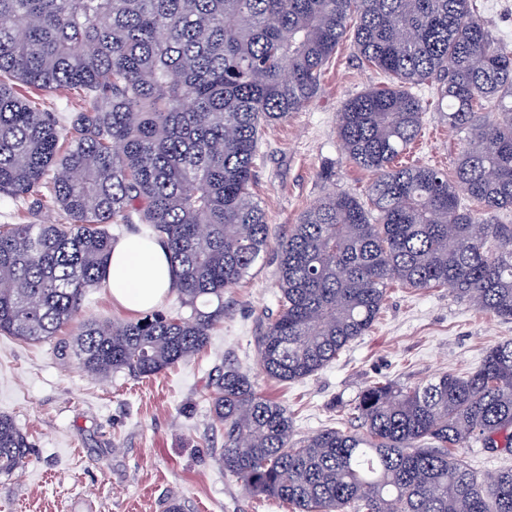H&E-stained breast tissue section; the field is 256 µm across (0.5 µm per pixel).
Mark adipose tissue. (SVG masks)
<instances>
[{"instance_id": "obj_1", "label": "adipose tissue", "mask_w": 512, "mask_h": 512, "mask_svg": "<svg viewBox=\"0 0 512 512\" xmlns=\"http://www.w3.org/2000/svg\"><path fill=\"white\" fill-rule=\"evenodd\" d=\"M106 283L117 304L134 312L151 310L172 285L166 250L138 236L118 239L112 245Z\"/></svg>"}]
</instances>
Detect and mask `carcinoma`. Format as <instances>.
Here are the masks:
<instances>
[{
    "label": "carcinoma",
    "mask_w": 512,
    "mask_h": 512,
    "mask_svg": "<svg viewBox=\"0 0 512 512\" xmlns=\"http://www.w3.org/2000/svg\"><path fill=\"white\" fill-rule=\"evenodd\" d=\"M350 24L389 80L337 115L343 155L374 175L369 205L334 192L289 227L261 370L287 383L324 369L393 282L512 320V224L498 222L512 210V47L472 0H0V197L59 215L0 224V335L40 342L75 323L104 282L109 227L137 222L166 246L189 314L76 323V357L92 376L147 377L204 349L224 293L268 253L250 191L259 136L311 102ZM433 84L464 132L452 179L400 162ZM21 86L79 103L51 112ZM208 388L219 464L250 495L292 512H512V467L490 481L454 453L512 448L511 338L470 371L375 382L348 409L357 426L308 437L230 361ZM28 454L0 415V475Z\"/></svg>",
    "instance_id": "carcinoma-1"
}]
</instances>
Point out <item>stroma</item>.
<instances>
[{
  "instance_id": "obj_1",
  "label": "stroma",
  "mask_w": 512,
  "mask_h": 512,
  "mask_svg": "<svg viewBox=\"0 0 512 512\" xmlns=\"http://www.w3.org/2000/svg\"><path fill=\"white\" fill-rule=\"evenodd\" d=\"M345 36L315 98L303 111L265 128L251 191L266 213L269 247L301 213L332 192L366 198L369 171L346 161L336 120L351 97L383 83ZM413 150L421 163L454 172L461 136L448 126L434 89ZM275 265L258 262L225 294L224 322L208 347L147 379L125 372L90 376L74 355L72 327L37 343L0 336V414L26 433L29 456L0 476V512H289L244 493L217 457L224 446L211 426L204 392L225 360L246 371L256 392L285 405L298 435L345 421V410L370 384L412 387L447 371L475 368L487 349L512 338V322L470 307L447 289L392 285L372 330L323 370L294 383L267 378L254 338L277 310Z\"/></svg>"
}]
</instances>
